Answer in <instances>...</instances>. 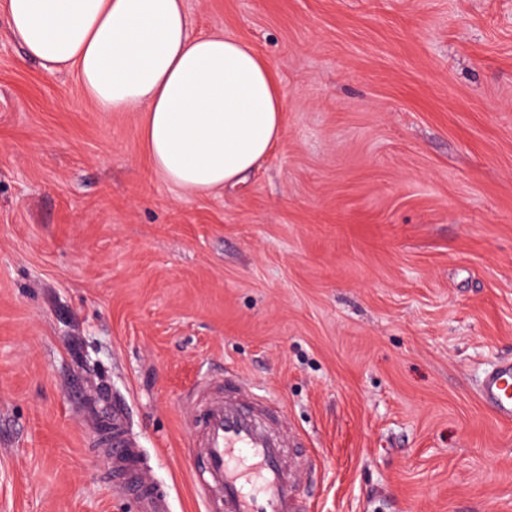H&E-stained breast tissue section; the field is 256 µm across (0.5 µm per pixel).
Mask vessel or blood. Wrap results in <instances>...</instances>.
Wrapping results in <instances>:
<instances>
[{
    "mask_svg": "<svg viewBox=\"0 0 512 512\" xmlns=\"http://www.w3.org/2000/svg\"><path fill=\"white\" fill-rule=\"evenodd\" d=\"M478 393L499 420L512 422V364L488 370ZM198 408L186 429L193 458L203 462L197 488L205 512H310L301 476L313 462H285V449L302 437L288 427L283 414L271 411L265 399L234 375L208 387ZM141 455L125 435L113 434V473L132 491L142 512H159Z\"/></svg>",
    "mask_w": 512,
    "mask_h": 512,
    "instance_id": "1",
    "label": "vessel or blood"
}]
</instances>
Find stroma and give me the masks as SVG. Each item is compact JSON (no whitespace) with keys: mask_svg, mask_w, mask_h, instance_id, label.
Listing matches in <instances>:
<instances>
[{"mask_svg":"<svg viewBox=\"0 0 512 512\" xmlns=\"http://www.w3.org/2000/svg\"><path fill=\"white\" fill-rule=\"evenodd\" d=\"M273 64L245 185L157 175L139 112L25 59L0 12V512H203L187 394L236 374L317 460L311 512H512V0H185ZM478 393L499 420L512 422V364L503 363L488 370L480 381ZM112 474L121 477L138 500L143 512H158L160 500L153 485L142 470L140 448H136L122 433L112 435Z\"/></svg>","mask_w":512,"mask_h":512,"instance_id":"1","label":"stroma"}]
</instances>
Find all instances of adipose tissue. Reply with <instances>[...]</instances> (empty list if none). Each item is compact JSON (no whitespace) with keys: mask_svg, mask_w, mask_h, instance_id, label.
Here are the masks:
<instances>
[{"mask_svg":"<svg viewBox=\"0 0 512 512\" xmlns=\"http://www.w3.org/2000/svg\"><path fill=\"white\" fill-rule=\"evenodd\" d=\"M12 36L50 74L74 71L101 112L143 113L155 172L207 193L244 181L281 141L272 64L224 33L194 36L184 0H5Z\"/></svg>","mask_w":512,"mask_h":512,"instance_id":"1","label":"adipose tissue"}]
</instances>
